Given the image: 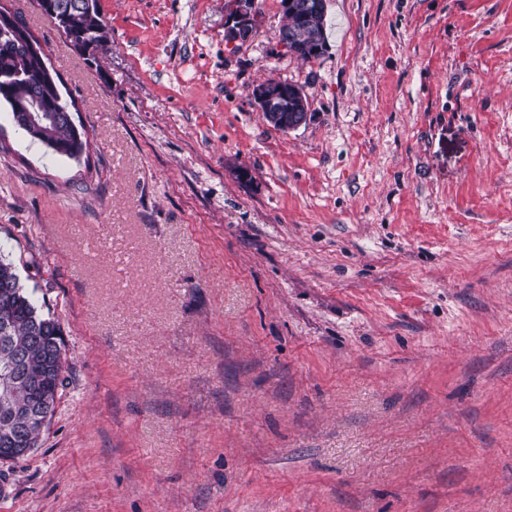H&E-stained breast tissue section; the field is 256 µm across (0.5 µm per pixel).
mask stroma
<instances>
[{
  "label": "stroma",
  "instance_id": "1",
  "mask_svg": "<svg viewBox=\"0 0 512 512\" xmlns=\"http://www.w3.org/2000/svg\"><path fill=\"white\" fill-rule=\"evenodd\" d=\"M1 7L89 146L0 106V256L65 360L0 512H512V0H328L309 63L282 0L243 44L230 0H99L95 62ZM289 93L291 94V97L295 99V107L291 112L289 111L293 104L291 98L288 96ZM282 94L283 96L280 95L276 103L282 112L273 108V97L267 92V86L265 84H260L255 88L253 97L260 112H267L270 118H272L274 122H278V124L272 123L269 120L267 113H264L266 121L270 123L274 128L280 131H283L284 129L287 133L300 128L302 125H305L310 119L311 113L309 112V105H307L303 93L298 88L292 87L287 82H283ZM287 110L288 112H286Z\"/></svg>",
  "mask_w": 512,
  "mask_h": 512
}]
</instances>
